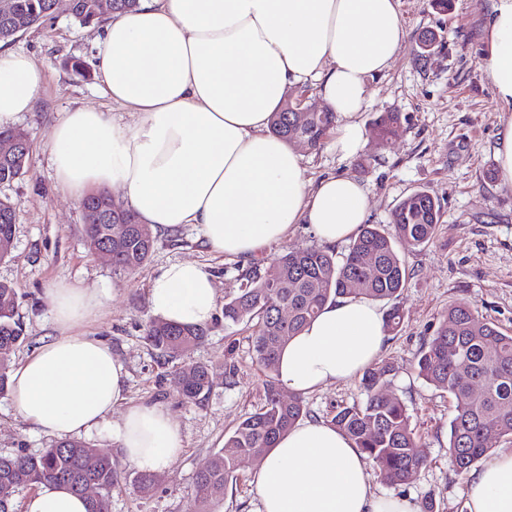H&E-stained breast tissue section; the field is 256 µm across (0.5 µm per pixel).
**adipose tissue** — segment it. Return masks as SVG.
Wrapping results in <instances>:
<instances>
[{"label":"adipose tissue","mask_w":512,"mask_h":512,"mask_svg":"<svg viewBox=\"0 0 512 512\" xmlns=\"http://www.w3.org/2000/svg\"><path fill=\"white\" fill-rule=\"evenodd\" d=\"M406 38L398 0H138L107 20L96 73L113 107L77 108L53 129L51 159L74 199L120 193L142 223L161 231L198 229L211 250L259 254L297 225L323 243L355 237L367 214L363 185L349 175L310 183L300 155L270 131L290 87L314 82L340 124L334 145L357 154L356 117L369 82L387 70ZM483 67L503 112L499 179L512 185V0H494L485 24ZM42 70L0 50V128L32 111ZM162 319L204 326L215 315L210 272L193 261L167 265L148 290ZM57 334L10 374L21 416L61 438L107 431L144 473L168 470L181 431L158 406L128 407L118 420L128 373L109 345L73 327L98 315V291L61 283L47 295ZM386 342L374 300L341 297L284 348L283 387L305 394L362 372ZM259 512H419L407 498L379 494L353 441L333 425L297 422L271 449L255 479ZM468 512H512V451L487 458L467 481ZM86 499L44 483L23 512H87Z\"/></svg>","instance_id":"ef3b65f1"}]
</instances>
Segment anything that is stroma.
Returning <instances> with one entry per match:
<instances>
[{"label":"stroma","mask_w":512,"mask_h":512,"mask_svg":"<svg viewBox=\"0 0 512 512\" xmlns=\"http://www.w3.org/2000/svg\"><path fill=\"white\" fill-rule=\"evenodd\" d=\"M492 6L493 0H453L452 10L443 12L433 0H399L407 35L390 67L372 81L371 101L357 116L363 149L342 156L329 136L319 148L301 152L312 181L345 173L363 184L368 223L390 225L394 208L416 190L429 191L439 203L441 219L433 240L420 247L397 245L409 277L397 301H381L380 307L398 304L403 322L389 333L379 355L393 368L387 391L405 404L427 458L412 484H384L380 490L412 498L422 507L433 504L435 512H468V477L457 472L448 451L454 400L418 376L417 355L455 305L470 306L512 333V185L497 177L502 112L482 65L484 26ZM428 30L436 33L437 43L422 58L418 42ZM96 33L61 12L11 45L43 71L33 111L15 125L30 145L29 172L0 186V197H9L16 212L12 255L0 261V282L18 292L26 336L14 359L23 361L53 335L47 304L51 288L77 282L96 289L103 310L82 326V333L102 339L124 364L127 404L163 407L183 436L179 457L170 469L154 474L151 488L144 491L138 486L139 470L120 446L106 432L88 435V442L111 454L118 472L111 512H196L194 478L238 422L262 405L265 371L253 351V324L225 326L220 312L206 341L187 356L169 363L158 358L144 339V328L154 317L147 300L150 283L170 263L195 261L211 272L222 302L282 253L316 248L320 242L301 226L257 256L230 258L213 253L193 225L183 224L157 234L154 253L135 271L114 270L107 257L91 253L83 240L80 204L58 184L50 150L53 128L63 113L78 107L112 109L94 72ZM72 57L84 62L88 78L66 69ZM392 111L400 113V126L387 142H378L374 121ZM195 363L209 366L212 390L200 403L179 402L174 371ZM304 400L307 418L328 422L337 406L363 403L365 394L356 375L306 394ZM53 442L52 435L23 419L12 395L0 396V455L37 453ZM258 471L255 463L238 471L224 494V512H258L253 486Z\"/></svg>","instance_id":"stroma-1"}]
</instances>
